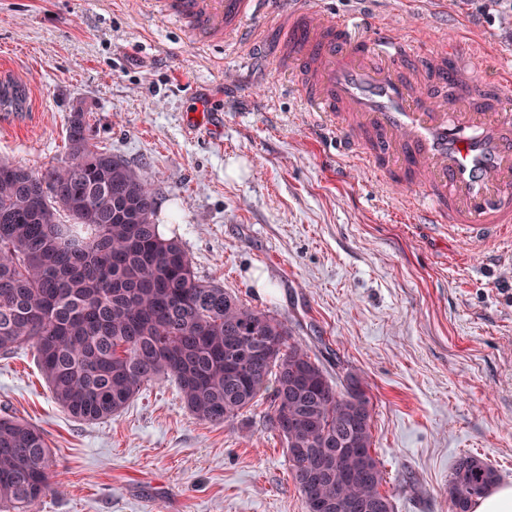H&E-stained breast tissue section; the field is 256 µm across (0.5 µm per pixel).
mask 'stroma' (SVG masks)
Returning a JSON list of instances; mask_svg holds the SVG:
<instances>
[{
    "label": "stroma",
    "instance_id": "1",
    "mask_svg": "<svg viewBox=\"0 0 512 512\" xmlns=\"http://www.w3.org/2000/svg\"><path fill=\"white\" fill-rule=\"evenodd\" d=\"M368 10L435 44L469 25L512 57V0H397ZM31 93L0 159L44 171L83 104L100 148L157 191L198 278L280 319L328 372L367 386L394 512H452L459 456L512 485V238L418 224L396 188L315 132L294 68L259 63L145 0H0V64ZM216 123V134L191 132ZM265 405L213 425L173 381L85 423L51 398L34 350L0 357V414L35 424L53 492L32 512H307Z\"/></svg>",
    "mask_w": 512,
    "mask_h": 512
}]
</instances>
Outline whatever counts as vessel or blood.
Returning <instances> with one entry per match:
<instances>
[{
	"label": "vessel or blood",
	"instance_id": "vessel-or-blood-1",
	"mask_svg": "<svg viewBox=\"0 0 512 512\" xmlns=\"http://www.w3.org/2000/svg\"><path fill=\"white\" fill-rule=\"evenodd\" d=\"M163 18L249 42L247 22L273 15L257 44L299 72L301 99L338 153L403 189L426 223L489 243L512 234V62L488 69L456 40H401L367 14L336 17L324 0H159Z\"/></svg>",
	"mask_w": 512,
	"mask_h": 512
}]
</instances>
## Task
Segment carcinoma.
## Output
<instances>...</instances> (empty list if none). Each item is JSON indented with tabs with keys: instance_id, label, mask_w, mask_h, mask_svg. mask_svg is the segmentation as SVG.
<instances>
[{
	"instance_id": "1",
	"label": "carcinoma",
	"mask_w": 512,
	"mask_h": 512,
	"mask_svg": "<svg viewBox=\"0 0 512 512\" xmlns=\"http://www.w3.org/2000/svg\"><path fill=\"white\" fill-rule=\"evenodd\" d=\"M28 104L25 84L0 79V112ZM155 211L151 184L98 147L84 112L69 117L61 164L39 173L1 159L0 356L34 348L53 400L80 421L112 418L163 378L214 425L265 399L308 512H394L362 381L348 373L333 384L281 320L197 278ZM52 463L40 428L1 415L0 512H28L45 496ZM498 479L483 459L460 456L453 512H471Z\"/></svg>"
}]
</instances>
